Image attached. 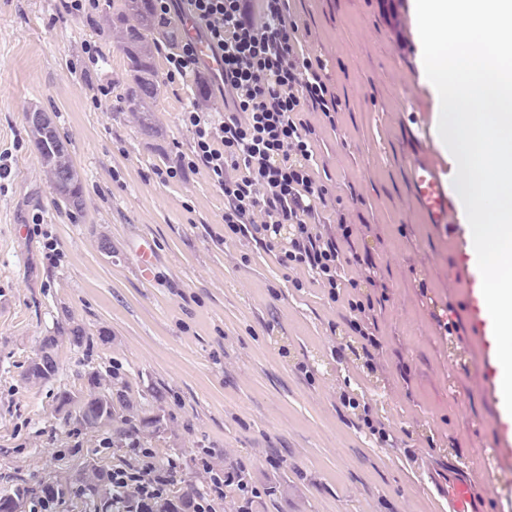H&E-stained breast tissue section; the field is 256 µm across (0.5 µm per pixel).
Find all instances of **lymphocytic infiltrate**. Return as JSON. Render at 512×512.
<instances>
[{
    "instance_id": "lymphocytic-infiltrate-1",
    "label": "lymphocytic infiltrate",
    "mask_w": 512,
    "mask_h": 512,
    "mask_svg": "<svg viewBox=\"0 0 512 512\" xmlns=\"http://www.w3.org/2000/svg\"><path fill=\"white\" fill-rule=\"evenodd\" d=\"M193 12L206 41L224 65V89L233 109L219 112L191 103L181 115L195 136L187 170L205 167L224 192V226L232 234L253 238L276 251L284 268L310 270L317 282L336 290L339 272L359 262L344 251L350 225L341 223L326 235L310 219L325 194L312 176V129L304 112L334 111L337 103L321 75V64L300 53L297 26L289 0H152L151 10L167 17ZM286 247H277L280 237ZM131 464L108 476L117 512H164L182 464L160 465L154 451L131 441ZM213 449L192 457L203 474L204 490L190 504L192 512H216L224 490L238 486L241 512L252 507L261 491L240 486L238 471L215 469Z\"/></svg>"
}]
</instances>
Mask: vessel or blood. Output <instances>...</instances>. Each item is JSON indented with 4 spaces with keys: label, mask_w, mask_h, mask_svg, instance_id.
I'll return each mask as SVG.
<instances>
[{
    "label": "vessel or blood",
    "mask_w": 512,
    "mask_h": 512,
    "mask_svg": "<svg viewBox=\"0 0 512 512\" xmlns=\"http://www.w3.org/2000/svg\"><path fill=\"white\" fill-rule=\"evenodd\" d=\"M187 36L193 41L198 58L211 71H219V59L206 41L197 39L192 20H185ZM411 183L428 223L453 225L457 222L454 197L445 169L430 153H415L410 164ZM438 488L448 501V512H484L485 498L470 470L449 464Z\"/></svg>",
    "instance_id": "1"
}]
</instances>
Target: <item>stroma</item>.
I'll return each instance as SVG.
<instances>
[{"label": "stroma", "mask_w": 512, "mask_h": 512, "mask_svg": "<svg viewBox=\"0 0 512 512\" xmlns=\"http://www.w3.org/2000/svg\"><path fill=\"white\" fill-rule=\"evenodd\" d=\"M289 6L300 49L321 60L339 100L332 116L305 115L326 188L313 221L331 234L338 220L352 224V249L374 263L368 274L344 268L335 299L307 271L225 232L224 194L206 169L157 177L192 151L184 109L224 108L209 71L161 84L155 132L145 134L125 106L127 60L107 6L78 17L60 0H0V153L10 156L0 177V490L60 482L71 492L56 512H90L86 473L107 476L126 444L57 397L88 396L93 373L126 390L131 421L159 409L161 432L140 440L157 460L180 459L178 485L202 487L191 457L214 449L215 464L244 467L265 489L256 512H435L440 496L426 472L451 460L475 473L486 512H512V446L486 374L496 341L471 317L478 269L456 258L468 220L425 223L410 179L413 153L438 152V101L422 76L413 0ZM101 84L112 95L96 106ZM35 108L68 137L84 186L79 221L54 205L29 134ZM49 237L52 264L43 258ZM146 241L144 277L136 249ZM367 299L380 342L369 367L348 327L350 301ZM59 326L88 338L60 337L55 377L27 379ZM343 393L385 425L388 442L343 406Z\"/></svg>", "instance_id": "obj_1"}]
</instances>
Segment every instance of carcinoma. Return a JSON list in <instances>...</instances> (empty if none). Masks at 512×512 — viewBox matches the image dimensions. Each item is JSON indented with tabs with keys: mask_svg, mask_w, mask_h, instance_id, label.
<instances>
[{
	"mask_svg": "<svg viewBox=\"0 0 512 512\" xmlns=\"http://www.w3.org/2000/svg\"><path fill=\"white\" fill-rule=\"evenodd\" d=\"M149 0H112L110 22L120 34V49L128 60V82L125 102L128 109L140 114L141 127L145 133L155 132L149 118L150 104L155 99L160 85V76L153 62L152 46L159 39L170 44L177 41L175 27L156 17L148 8ZM35 149L43 171L50 183L58 208L71 214L80 211L83 205V184L68 149L67 136L57 127L46 130L38 125L30 126ZM65 333L57 327L55 335L44 337L41 353L45 354L42 367L29 365L26 378L48 381L57 372L54 351L58 337ZM89 382L97 392L82 399L78 413L81 421L91 428L109 427L125 418L128 403L125 395L113 392L112 388H100L98 377L90 375ZM29 493L23 483L11 490L0 492V512H7L5 505L21 504Z\"/></svg>",
	"mask_w": 512,
	"mask_h": 512,
	"instance_id": "1",
	"label": "carcinoma"
}]
</instances>
